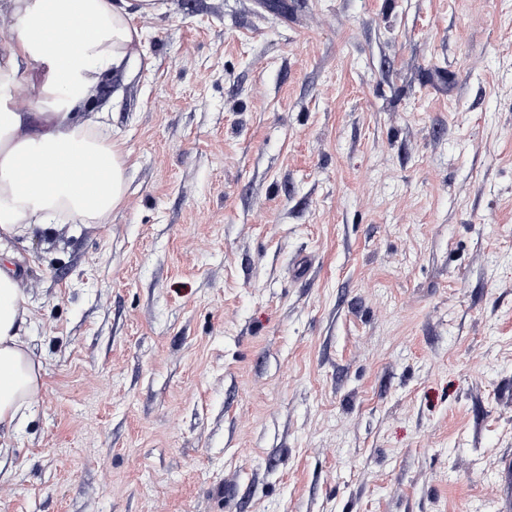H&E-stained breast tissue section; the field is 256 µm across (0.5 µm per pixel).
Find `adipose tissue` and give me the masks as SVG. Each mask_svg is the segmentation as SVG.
I'll list each match as a JSON object with an SVG mask.
<instances>
[{"instance_id":"obj_1","label":"adipose tissue","mask_w":512,"mask_h":512,"mask_svg":"<svg viewBox=\"0 0 512 512\" xmlns=\"http://www.w3.org/2000/svg\"><path fill=\"white\" fill-rule=\"evenodd\" d=\"M9 33L0 39V256L16 239L58 224H101L125 199V159L103 123L75 113L77 90L118 71L142 38L134 16L156 0H0ZM30 109L10 108L20 73ZM82 155L98 173L62 175L61 160ZM31 299L9 269H0V433L15 429L43 386V367L21 338Z\"/></svg>"}]
</instances>
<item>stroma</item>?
<instances>
[{"label":"stroma","mask_w":512,"mask_h":512,"mask_svg":"<svg viewBox=\"0 0 512 512\" xmlns=\"http://www.w3.org/2000/svg\"><path fill=\"white\" fill-rule=\"evenodd\" d=\"M161 2L123 204L14 248L0 512H512V0ZM30 296L8 268L0 269V433H11L43 386L42 363L21 339Z\"/></svg>","instance_id":"1"}]
</instances>
